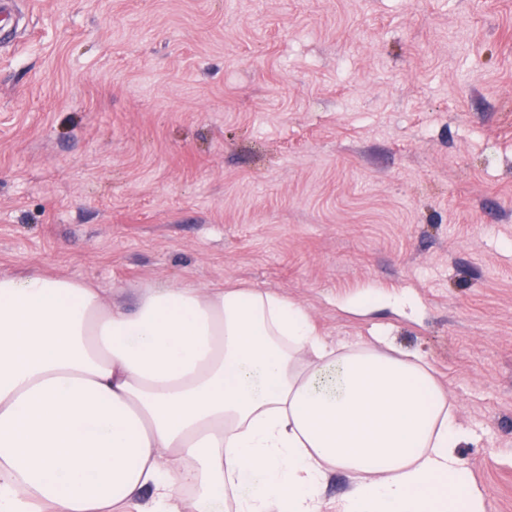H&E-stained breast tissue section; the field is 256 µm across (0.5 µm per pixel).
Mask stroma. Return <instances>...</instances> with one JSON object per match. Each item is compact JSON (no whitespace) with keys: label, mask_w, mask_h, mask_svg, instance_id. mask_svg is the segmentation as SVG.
<instances>
[{"label":"stroma","mask_w":512,"mask_h":512,"mask_svg":"<svg viewBox=\"0 0 512 512\" xmlns=\"http://www.w3.org/2000/svg\"><path fill=\"white\" fill-rule=\"evenodd\" d=\"M0 19V274L388 328L512 512V0H25ZM366 308L351 307L369 291Z\"/></svg>","instance_id":"1"}]
</instances>
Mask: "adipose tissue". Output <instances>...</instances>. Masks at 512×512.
<instances>
[{
    "mask_svg": "<svg viewBox=\"0 0 512 512\" xmlns=\"http://www.w3.org/2000/svg\"><path fill=\"white\" fill-rule=\"evenodd\" d=\"M336 346L257 288L0 274V512H487L474 431L388 336ZM196 494L186 502L185 491ZM352 475L346 471L334 468L329 472L323 495L332 504L336 499L345 495L352 487Z\"/></svg>",
    "mask_w": 512,
    "mask_h": 512,
    "instance_id": "obj_1",
    "label": "adipose tissue"
}]
</instances>
